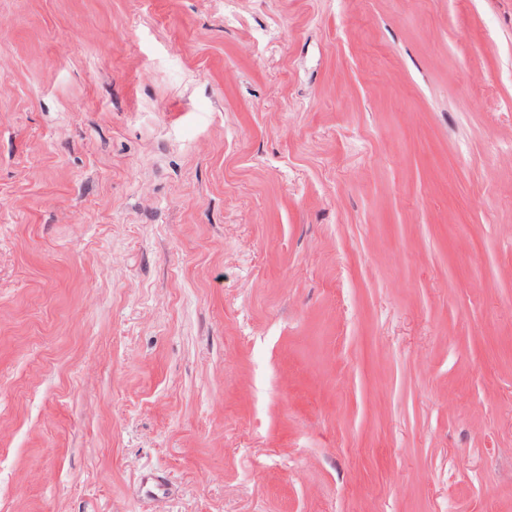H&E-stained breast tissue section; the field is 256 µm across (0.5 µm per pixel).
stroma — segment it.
Returning <instances> with one entry per match:
<instances>
[{
  "mask_svg": "<svg viewBox=\"0 0 512 512\" xmlns=\"http://www.w3.org/2000/svg\"><path fill=\"white\" fill-rule=\"evenodd\" d=\"M0 512H512V0H0Z\"/></svg>",
  "mask_w": 512,
  "mask_h": 512,
  "instance_id": "obj_1",
  "label": "stroma"
}]
</instances>
